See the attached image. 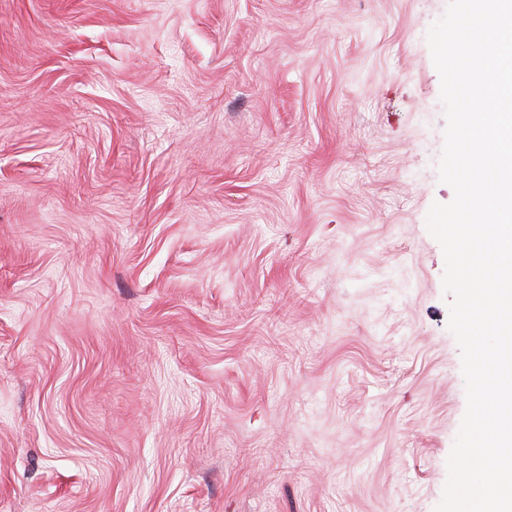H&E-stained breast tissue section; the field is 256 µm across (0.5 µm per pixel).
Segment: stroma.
Wrapping results in <instances>:
<instances>
[{"label": "stroma", "instance_id": "stroma-1", "mask_svg": "<svg viewBox=\"0 0 512 512\" xmlns=\"http://www.w3.org/2000/svg\"><path fill=\"white\" fill-rule=\"evenodd\" d=\"M447 0H0V512H434Z\"/></svg>", "mask_w": 512, "mask_h": 512}]
</instances>
